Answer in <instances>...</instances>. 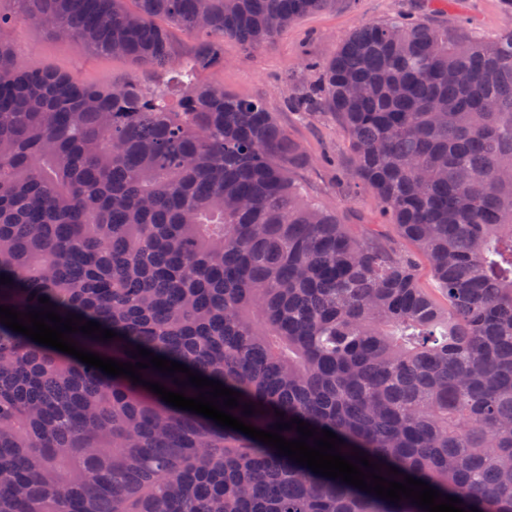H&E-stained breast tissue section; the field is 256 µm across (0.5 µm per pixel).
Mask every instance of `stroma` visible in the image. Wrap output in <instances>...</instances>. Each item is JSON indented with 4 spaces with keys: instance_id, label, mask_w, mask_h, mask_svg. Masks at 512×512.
Returning a JSON list of instances; mask_svg holds the SVG:
<instances>
[{
    "instance_id": "obj_1",
    "label": "stroma",
    "mask_w": 512,
    "mask_h": 512,
    "mask_svg": "<svg viewBox=\"0 0 512 512\" xmlns=\"http://www.w3.org/2000/svg\"><path fill=\"white\" fill-rule=\"evenodd\" d=\"M433 7L434 0H335L332 6L304 16L260 47L249 48L237 40L225 39L223 63L203 76L205 82L236 95L263 99L309 158L308 166L300 173L308 198L337 213L353 235L412 256L419 283L425 288L432 287L433 281L424 257L401 237L396 225L383 217L377 200L348 180L352 166L349 139L335 116L328 112H293L288 99L316 79L311 62L326 59L337 41L355 27L407 12L427 17ZM0 11L17 16L15 24L0 31V40L43 69L105 89L137 76L123 57L95 54L78 40L53 38L19 19L17 0H0ZM439 20L449 25L462 21L488 34L512 25L500 0H460L455 10L440 15Z\"/></svg>"
}]
</instances>
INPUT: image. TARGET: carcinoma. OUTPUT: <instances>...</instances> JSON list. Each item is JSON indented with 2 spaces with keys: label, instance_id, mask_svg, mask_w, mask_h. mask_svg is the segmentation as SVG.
<instances>
[{
  "label": "carcinoma",
  "instance_id": "carcinoma-1",
  "mask_svg": "<svg viewBox=\"0 0 512 512\" xmlns=\"http://www.w3.org/2000/svg\"><path fill=\"white\" fill-rule=\"evenodd\" d=\"M18 2L48 34L168 79L99 89L0 41V305L47 297L117 333H73L78 347L135 364L140 346L240 392L229 413L248 425L298 418L388 480L512 512V29L365 24L290 100L336 116L351 180L441 304L410 256L306 198L308 156L262 100L200 80L224 39L258 47L334 0ZM158 18L197 37L189 60ZM0 512L424 510L0 323Z\"/></svg>",
  "mask_w": 512,
  "mask_h": 512
}]
</instances>
